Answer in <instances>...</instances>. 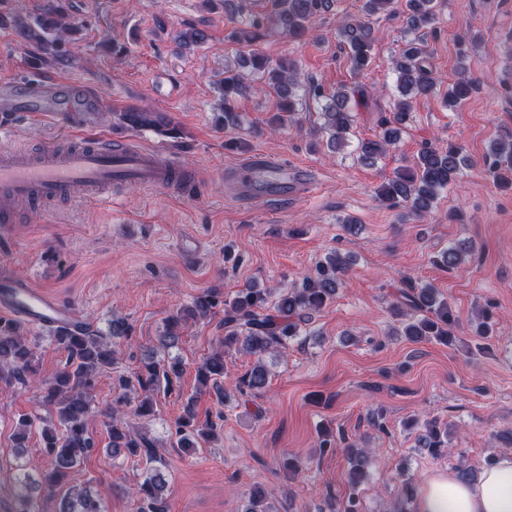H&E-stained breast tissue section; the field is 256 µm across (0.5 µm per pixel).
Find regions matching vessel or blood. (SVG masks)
I'll list each match as a JSON object with an SVG mask.
<instances>
[{
  "label": "vessel or blood",
  "instance_id": "1",
  "mask_svg": "<svg viewBox=\"0 0 512 512\" xmlns=\"http://www.w3.org/2000/svg\"><path fill=\"white\" fill-rule=\"evenodd\" d=\"M100 103L83 85L63 79H29L0 84V123L17 115H48L64 128L67 149L46 147L31 152L0 143V223H13L11 202L29 206L66 199L90 201L125 187L149 192L186 187L189 177L161 146H142L132 139L113 141L98 132ZM225 179L254 203L293 198L310 190L305 169L257 155L226 168ZM0 315L33 325L76 331L80 317L57 296L0 272Z\"/></svg>",
  "mask_w": 512,
  "mask_h": 512
}]
</instances>
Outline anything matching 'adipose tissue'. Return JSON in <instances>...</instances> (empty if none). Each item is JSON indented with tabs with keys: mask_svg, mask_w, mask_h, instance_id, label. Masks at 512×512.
Listing matches in <instances>:
<instances>
[{
	"mask_svg": "<svg viewBox=\"0 0 512 512\" xmlns=\"http://www.w3.org/2000/svg\"><path fill=\"white\" fill-rule=\"evenodd\" d=\"M412 512H512V454L498 457L475 481L433 476L415 493Z\"/></svg>",
	"mask_w": 512,
	"mask_h": 512,
	"instance_id": "adipose-tissue-1",
	"label": "adipose tissue"
}]
</instances>
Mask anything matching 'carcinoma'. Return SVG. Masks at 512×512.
<instances>
[{
    "label": "carcinoma",
    "mask_w": 512,
    "mask_h": 512,
    "mask_svg": "<svg viewBox=\"0 0 512 512\" xmlns=\"http://www.w3.org/2000/svg\"><path fill=\"white\" fill-rule=\"evenodd\" d=\"M273 11L269 15H256L247 27L239 28L238 41L251 47L248 55L240 58L249 64L253 72L265 79L279 101L276 114L270 122L278 126L284 122L281 113H288L293 119L303 98L325 100L321 116L323 123L319 130L329 136L330 144L343 142L351 131L350 95L341 86L330 96L325 95L321 85L308 82L301 88L300 75L296 65L286 59L271 63L258 49L256 43L268 22L282 28L289 37L303 38L313 18L329 9L331 0H272ZM408 25L412 30L431 26L436 21L435 0H406ZM17 36L23 41H33L47 63L66 65L71 61L69 46L77 32L76 25L61 11L56 0H46L42 11L26 20L14 24ZM343 43L349 49L353 72L360 73L370 60L375 42L371 23L360 21L342 30ZM397 75V88L401 99L396 101L393 119L382 124L383 132L375 140L361 144L359 159L372 165L387 149L399 140L400 126L411 114V102L431 94L435 88L432 70L423 56L419 44L411 39L393 60ZM224 88V126L237 125L238 114L232 105L236 96L248 92L240 73L231 68L224 70L220 80ZM477 89V82L465 73L448 85L444 104L448 110L461 107ZM136 128H155L160 131L171 128V122L155 112L131 108L123 113ZM467 166L462 146L448 143V149L438 150L425 147L419 151L412 165L399 170L378 191L379 199L391 209H406L407 213L423 215L434 206L435 201L448 186L456 181ZM484 166L493 174L512 171V141H499L491 145L484 157ZM463 251L451 246L440 254L437 264L453 269L461 262ZM349 263L339 254L331 252L315 266V271L305 276L298 284L289 288L278 301L269 302L265 288L248 286L233 298L218 299L212 290H205L192 302L193 316L206 317L216 308L224 311V338L222 349L213 352L197 366L198 382L211 387L218 397L229 398L224 388V354L235 350L255 358L252 368L236 383L235 390L245 396L265 388L268 370L263 359L271 352L288 349L290 343L302 335V329L319 311L336 296ZM402 301L393 305L395 316L402 319L400 335L411 342L432 340L453 344L458 322L448 301L437 289L429 285H416L412 280L402 281ZM182 320V309L173 312L166 323L165 336L161 344L166 348L176 346L179 341L175 333ZM130 326L125 321L112 322L110 335L98 330L87 329L81 335L56 332L51 341L57 348L67 352V364L45 384L39 393V402L57 408L59 426L46 425L42 428L41 452L50 461V470L40 482L28 479V475L13 479L9 488L10 506L7 512H38L34 492L40 488L53 495L62 487L71 471L88 459L97 448L88 435L86 421L95 410L94 390L97 375L118 363L120 340L129 337ZM36 346L22 332V323L16 319L0 317V382L27 385L37 375ZM183 371L178 356L157 359L147 354L133 378L119 375L115 379L117 397L106 413L108 449L114 454L140 457L145 460L143 481L136 491V512H169L165 498L166 478L163 468L165 460L157 452L155 444L135 431L126 417L125 408H130L138 419H149L154 415V396L161 388L170 387L172 380ZM222 415L217 420H200L195 409V400L187 399L183 414L175 423L177 444L181 448L195 449L199 441H213L221 434ZM34 419L19 415L13 436L14 448L21 452L27 447L28 435ZM426 434L421 437L423 446L433 449L439 455L445 447L444 433L434 423L424 424ZM351 469L348 474L350 494L342 500H332L328 512H359L358 485L359 467L366 465L368 449L357 443L344 447ZM58 512H102L101 498L90 487L70 488L59 502Z\"/></svg>",
    "instance_id": "obj_1"
}]
</instances>
